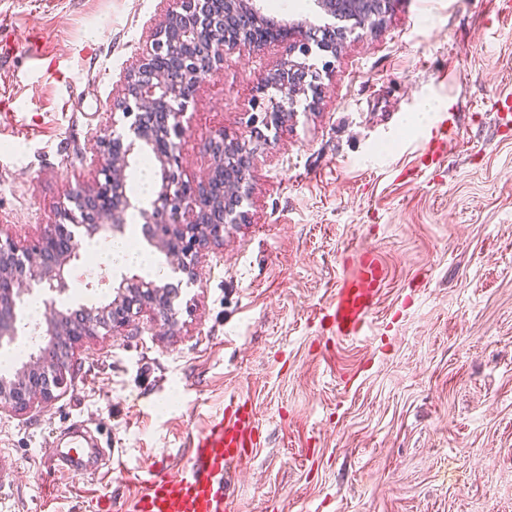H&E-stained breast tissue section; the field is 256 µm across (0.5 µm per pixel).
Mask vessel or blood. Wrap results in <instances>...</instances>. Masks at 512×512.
I'll return each instance as SVG.
<instances>
[{
    "label": "vessel or blood",
    "instance_id": "obj_1",
    "mask_svg": "<svg viewBox=\"0 0 512 512\" xmlns=\"http://www.w3.org/2000/svg\"><path fill=\"white\" fill-rule=\"evenodd\" d=\"M457 134L447 113H439L426 143V153L437 156ZM385 271L373 255H365L356 274L336 287L327 316L337 336L360 335L368 327L380 299ZM59 461L63 469L75 463L72 449L81 447L76 432L58 433ZM255 415L244 403L229 399L222 412L212 417L206 430L192 436L190 451L179 467L148 465L134 479L138 492L131 504L101 493L102 512H233L229 486L232 467L258 445Z\"/></svg>",
    "mask_w": 512,
    "mask_h": 512
}]
</instances>
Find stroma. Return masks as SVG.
I'll use <instances>...</instances> for the list:
<instances>
[{
    "instance_id": "stroma-1",
    "label": "stroma",
    "mask_w": 512,
    "mask_h": 512,
    "mask_svg": "<svg viewBox=\"0 0 512 512\" xmlns=\"http://www.w3.org/2000/svg\"><path fill=\"white\" fill-rule=\"evenodd\" d=\"M158 0H22L0 16V82L32 137H0V235L30 246L76 185L97 178V141L121 75L162 19ZM36 31L38 62L21 41ZM293 47L228 54L190 100L185 179L206 139L247 132L256 88ZM309 64L299 103L247 175L246 221L206 249L182 284L168 334L144 314L75 355L54 401L0 411V512H85L101 486L132 500L127 474L186 458L229 394L255 413L260 444L234 469L235 512H512V0H398L366 36ZM459 134L423 156L431 114ZM386 272L372 326L333 332L325 310L364 252ZM65 268L60 309L107 304L121 274ZM103 450L57 476L46 455L73 423ZM42 455V482L29 462Z\"/></svg>"
}]
</instances>
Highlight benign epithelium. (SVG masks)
Here are the masks:
<instances>
[{
	"label": "benign epithelium",
	"mask_w": 512,
	"mask_h": 512,
	"mask_svg": "<svg viewBox=\"0 0 512 512\" xmlns=\"http://www.w3.org/2000/svg\"><path fill=\"white\" fill-rule=\"evenodd\" d=\"M161 4L163 20L146 41L142 58L130 65L121 80L122 97L116 108L124 118L134 117L130 140L112 132L100 139V178L69 195L73 207L61 206L57 221L36 244L24 247L9 237L0 238V343H11L18 336L17 302L31 291V282L59 295L68 291L65 266L77 256L82 233L93 236L105 226L123 232L125 213L133 207L125 192V170L136 150L150 149L161 172L152 209L140 210L145 236L164 249L174 269L187 274L188 283L197 282L202 252L212 243L224 242V215L242 205L245 172L255 142L263 137L262 128L278 124L284 112L296 105L297 97L316 90L297 79L309 68L306 61L281 62L259 87L256 106L263 116H251L246 141L229 143L222 133L209 139L206 150L213 164L204 181L183 180L181 117L191 92L223 66L227 52L236 49L237 41L222 33L245 27L261 35L263 42L296 38L305 57L312 41L321 51H336V38L315 41L303 25L265 24L256 0H224L220 12L211 8V0H161ZM314 5L326 15L341 14L355 28L368 29L372 21H382L393 10L395 0H314ZM178 295V289L169 284L161 286L134 275L123 277L103 306L76 311L51 308L44 346L17 371L0 375V411L53 400L54 390L67 382L75 351L88 339L115 335L145 312L167 328H175Z\"/></svg>",
	"instance_id": "7a95c632"
}]
</instances>
